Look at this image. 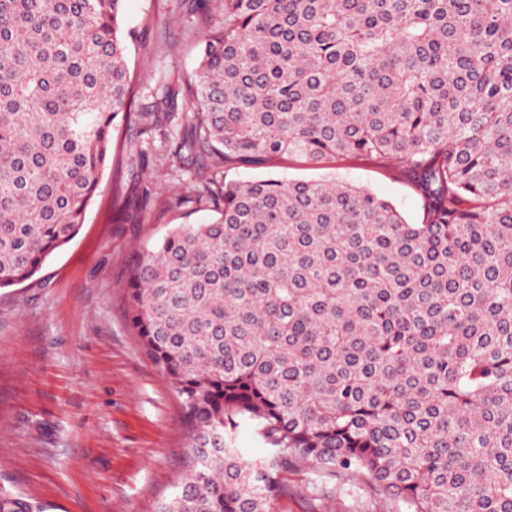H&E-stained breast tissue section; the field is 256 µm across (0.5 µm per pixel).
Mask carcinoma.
I'll return each mask as SVG.
<instances>
[{"label": "carcinoma", "mask_w": 512, "mask_h": 512, "mask_svg": "<svg viewBox=\"0 0 512 512\" xmlns=\"http://www.w3.org/2000/svg\"><path fill=\"white\" fill-rule=\"evenodd\" d=\"M124 0H0V288L83 224L135 95ZM176 143L224 169L393 162L411 224L334 179L200 178L134 263L129 325L191 468L157 512H272L285 473L362 474L406 512H512V0H222ZM270 445L249 459L243 423ZM0 512H41L0 494Z\"/></svg>", "instance_id": "cac0c4a2"}]
</instances>
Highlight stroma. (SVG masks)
Returning a JSON list of instances; mask_svg holds the SVG:
<instances>
[{
  "instance_id": "1",
  "label": "stroma",
  "mask_w": 512,
  "mask_h": 512,
  "mask_svg": "<svg viewBox=\"0 0 512 512\" xmlns=\"http://www.w3.org/2000/svg\"><path fill=\"white\" fill-rule=\"evenodd\" d=\"M202 5L215 13L220 0H125L133 108L170 119L155 128L119 122L123 160L107 164L76 237L33 279L0 288V493L44 512H155L187 468L181 400L129 326L126 282L138 254L174 225L213 216L170 205L192 192L201 163L174 151L186 132L187 101L155 93L161 77L196 67ZM270 174L345 180L393 201L409 222L423 221L420 195L379 160L314 164L283 155L214 177ZM316 478L311 466L288 472V495L274 512H404L359 474L318 492Z\"/></svg>"
}]
</instances>
